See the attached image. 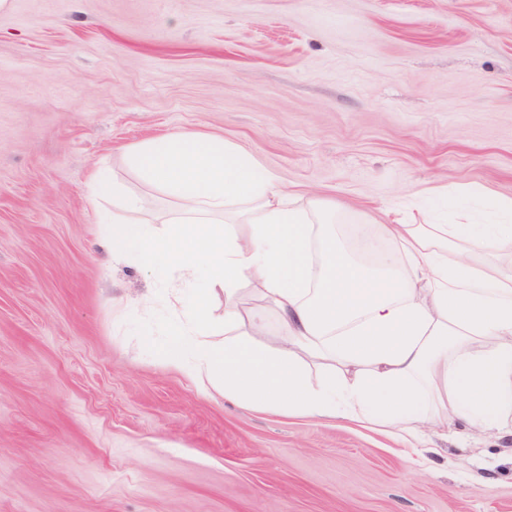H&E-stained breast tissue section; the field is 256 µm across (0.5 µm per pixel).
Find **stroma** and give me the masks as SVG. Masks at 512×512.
<instances>
[{
  "label": "stroma",
  "instance_id": "35a3bbf8",
  "mask_svg": "<svg viewBox=\"0 0 512 512\" xmlns=\"http://www.w3.org/2000/svg\"><path fill=\"white\" fill-rule=\"evenodd\" d=\"M224 138L346 215L512 198V0H10L0 10V512H512V437L434 468L259 412L164 355L166 267L113 257L107 170Z\"/></svg>",
  "mask_w": 512,
  "mask_h": 512
}]
</instances>
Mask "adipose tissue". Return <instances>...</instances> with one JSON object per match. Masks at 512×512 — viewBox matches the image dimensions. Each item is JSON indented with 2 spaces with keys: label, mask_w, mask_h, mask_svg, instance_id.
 <instances>
[{
  "label": "adipose tissue",
  "mask_w": 512,
  "mask_h": 512,
  "mask_svg": "<svg viewBox=\"0 0 512 512\" xmlns=\"http://www.w3.org/2000/svg\"><path fill=\"white\" fill-rule=\"evenodd\" d=\"M129 161L177 207L155 235L143 199L113 185L112 252L176 268L180 288L161 297L175 319L165 354L188 376L245 406L370 425L415 447L430 433L512 435V199L450 224L361 227L351 257L335 204H297L221 137L179 131ZM247 282L262 306L244 314ZM219 286L224 321L209 325Z\"/></svg>",
  "instance_id": "1"
}]
</instances>
